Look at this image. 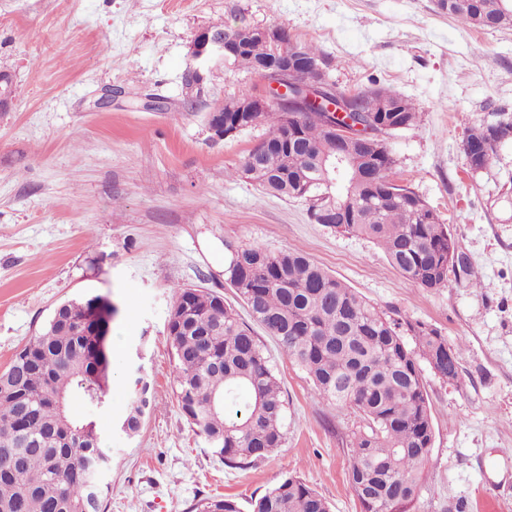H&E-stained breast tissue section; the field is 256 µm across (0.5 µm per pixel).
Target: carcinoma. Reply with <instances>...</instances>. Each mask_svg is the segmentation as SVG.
<instances>
[{"mask_svg":"<svg viewBox=\"0 0 512 512\" xmlns=\"http://www.w3.org/2000/svg\"><path fill=\"white\" fill-rule=\"evenodd\" d=\"M448 16L470 27L511 29L507 0H448ZM271 46L250 42L233 62L246 70L272 56ZM400 112H361L368 126L388 137L417 125L407 98L382 86L364 90ZM268 136L245 157L237 173L265 193L303 198L317 217L321 201L336 194L357 218L336 224L342 232L376 244L389 264L418 288L448 283L456 240L448 225L409 187L391 177L388 147L373 161L348 139L345 154L361 160L365 178L333 185L334 148L325 113L305 112L292 121L276 105L256 113ZM512 141V117L468 128L466 140ZM379 182L391 194L372 202ZM224 279L247 305L253 321L274 337L306 374L315 395L337 409L359 413L362 425L347 448V481L363 512H412L434 441V424L422 364L448 383L458 379L463 348L431 324L392 319L334 275L297 251L273 252L259 243L232 249ZM98 296L68 299L41 332L0 372V512H104L112 459L99 448L95 420L80 405H109L110 375L99 368L92 333ZM168 340L175 361L178 408L205 436L224 466L247 471L285 442L280 382L253 329L240 322L220 295L176 288ZM454 361L448 362V353ZM136 393L120 422L137 433L151 406L150 386L135 380ZM251 512H330L327 500L290 475L250 502ZM190 512H241L229 496H208Z\"/></svg>","mask_w":512,"mask_h":512,"instance_id":"1","label":"carcinoma"}]
</instances>
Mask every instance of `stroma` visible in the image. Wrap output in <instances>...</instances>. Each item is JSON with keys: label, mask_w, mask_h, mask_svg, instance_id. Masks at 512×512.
Segmentation results:
<instances>
[{"label": "stroma", "mask_w": 512, "mask_h": 512, "mask_svg": "<svg viewBox=\"0 0 512 512\" xmlns=\"http://www.w3.org/2000/svg\"><path fill=\"white\" fill-rule=\"evenodd\" d=\"M274 24L322 51L338 91L378 84L414 103L418 126L388 141L392 177L458 241L465 266L446 287L414 286L372 241L237 176L267 124L211 139L209 112L261 82L216 56L192 60L194 36ZM195 67L202 81L186 87ZM0 74L12 84L0 109V371L63 301L101 294L120 306L109 409L95 416L112 450L105 512H188L217 494L245 508L289 475L331 512H362L346 481L358 413L320 400L264 329L286 401L283 448L229 469L179 411L173 289L216 292L249 320L224 283L229 247L249 243L302 252L387 315L464 346L457 382L424 374L435 438L415 512H512V142L477 174L461 150L468 126L512 115V29L471 28L436 0H0ZM140 375L153 405L129 436L118 422Z\"/></svg>", "instance_id": "35a3bbf8"}]
</instances>
